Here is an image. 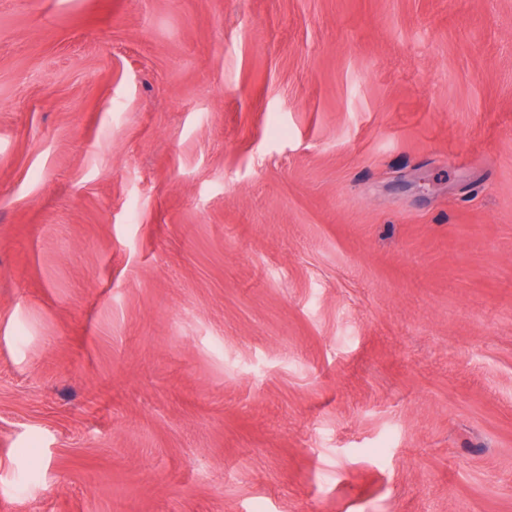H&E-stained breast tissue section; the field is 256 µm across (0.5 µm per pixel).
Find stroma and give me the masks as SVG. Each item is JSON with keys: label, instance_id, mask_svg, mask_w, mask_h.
<instances>
[{"label": "stroma", "instance_id": "35a3bbf8", "mask_svg": "<svg viewBox=\"0 0 512 512\" xmlns=\"http://www.w3.org/2000/svg\"><path fill=\"white\" fill-rule=\"evenodd\" d=\"M260 504L512 512V0H0V512Z\"/></svg>", "mask_w": 512, "mask_h": 512}]
</instances>
